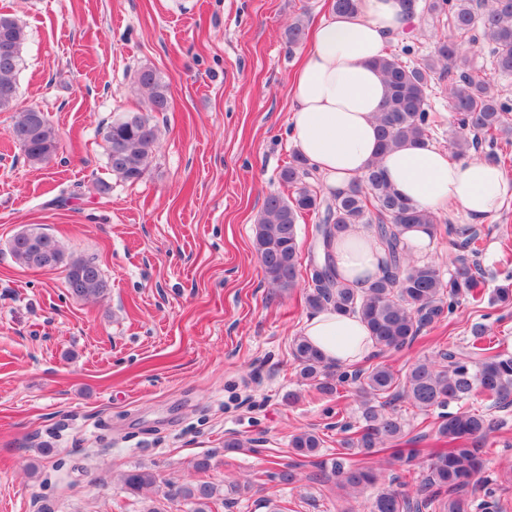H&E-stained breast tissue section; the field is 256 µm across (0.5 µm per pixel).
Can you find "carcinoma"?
<instances>
[{"label": "carcinoma", "mask_w": 512, "mask_h": 512, "mask_svg": "<svg viewBox=\"0 0 512 512\" xmlns=\"http://www.w3.org/2000/svg\"><path fill=\"white\" fill-rule=\"evenodd\" d=\"M423 10L437 19H446L448 38L437 43L421 62L410 64L401 59L414 51L407 44L401 47V53H388L375 62L386 86L378 112L381 151L429 143L438 127L437 116L427 104L429 90L435 82L446 80L448 111L456 124V154L463 156L486 144L491 148L487 161L506 162L501 150L512 145V123L507 121L512 102L502 96L491 76L470 66L460 46L464 42L486 43L494 72L512 75V0H425ZM5 31L12 34L17 50H22L28 37L26 29L13 15L0 12V34ZM21 61L20 55L12 60L0 56V112L16 104ZM137 83L147 93L148 111L168 110L169 84L159 72L143 69ZM31 112L33 109L28 108L18 114L11 134L29 162L48 164L56 155L58 135L45 115L32 121ZM105 141L111 171L134 183L149 169L158 132L147 115L128 113L107 126ZM312 171L306 158L294 155L281 172V180L294 191L290 195H267L256 221L254 248L271 284L283 289L295 287L301 268L298 224L311 214L317 218L311 236L320 263L310 266L313 288L305 296L307 308L314 313L330 307L359 317L381 351L410 346L422 330L453 314L460 301L479 303L484 299L477 262L481 252L478 229L449 227V232L461 241L445 278L436 264L411 261L412 251L402 237L403 229L414 225L433 228L440 217L401 196L388 183L382 167L371 165L356 184L329 197L303 183ZM353 224L373 226V236L385 254L382 276L366 288H352L339 280L330 259L332 238ZM25 234L41 247V252H35L25 241L10 245L18 264L32 269L64 266L69 294L77 299L96 298L104 292L106 284L94 262L65 259L60 242L48 234L31 229ZM292 354L300 367V377L314 382L323 395L337 394L338 386L348 378L359 383V425H342V431L350 435L341 441L330 465H321L337 489L353 497L377 485L382 475L367 465L366 459L387 446L412 447L431 438L435 449L416 484L415 496L390 484L371 497L369 512H471L474 506L481 512H499L493 492H485L484 500L477 505L472 497L482 468L480 443L492 428L487 416L478 409H461L440 416L432 431L413 434L395 408L396 403L407 402L429 411L464 403L475 394L495 405H512V354L494 350L487 342L484 326H474L464 345L441 351V364L420 360L403 374L381 364L335 370L303 336L294 339ZM321 447L322 439L313 431L297 433L290 440L292 453L300 458L316 456ZM157 480L155 472L141 468L124 476L127 489L137 494ZM248 490V484L232 485L223 493L218 485L200 481L179 487L178 495L193 504V512H213L212 504L217 500L227 503L228 496Z\"/></svg>", "instance_id": "carcinoma-1"}]
</instances>
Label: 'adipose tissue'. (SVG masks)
Listing matches in <instances>:
<instances>
[{"label": "adipose tissue", "mask_w": 512, "mask_h": 512, "mask_svg": "<svg viewBox=\"0 0 512 512\" xmlns=\"http://www.w3.org/2000/svg\"><path fill=\"white\" fill-rule=\"evenodd\" d=\"M406 0H358L350 14H330L311 32V47L292 74L290 139L332 190L347 189L373 162L417 207L462 211L480 222L512 198V176L485 160L458 161L431 145L378 150L375 115L385 87L374 67L387 40L414 23ZM333 266L352 287L381 276L380 247L363 229L339 233L330 247ZM302 334L326 362L351 364L372 350L366 325L353 316L324 309L307 316Z\"/></svg>", "instance_id": "adipose-tissue-1"}]
</instances>
